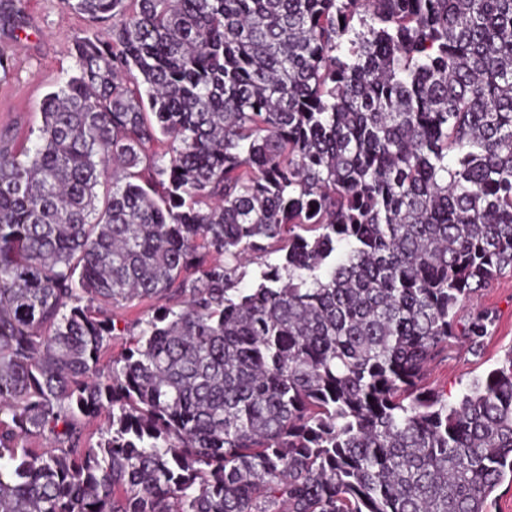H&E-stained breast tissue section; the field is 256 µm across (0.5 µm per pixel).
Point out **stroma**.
<instances>
[{
  "instance_id": "obj_1",
  "label": "stroma",
  "mask_w": 512,
  "mask_h": 512,
  "mask_svg": "<svg viewBox=\"0 0 512 512\" xmlns=\"http://www.w3.org/2000/svg\"><path fill=\"white\" fill-rule=\"evenodd\" d=\"M27 24L10 37L0 33V50L14 62L0 74V140L18 147L33 145L41 123V106L56 91L63 73L73 71L76 40L93 35L98 25L63 8L60 0H24ZM474 308L493 311L495 322L481 354L465 348L449 349L426 375L429 389L457 401L473 379L486 376L512 347V276L479 292Z\"/></svg>"
}]
</instances>
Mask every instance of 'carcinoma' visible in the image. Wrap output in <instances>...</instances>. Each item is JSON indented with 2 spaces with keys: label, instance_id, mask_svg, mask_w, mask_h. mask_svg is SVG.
<instances>
[{
  "label": "carcinoma",
  "instance_id": "carcinoma-1",
  "mask_svg": "<svg viewBox=\"0 0 512 512\" xmlns=\"http://www.w3.org/2000/svg\"><path fill=\"white\" fill-rule=\"evenodd\" d=\"M61 3L106 32L0 144V512H491L512 349L424 379L512 273V0Z\"/></svg>",
  "mask_w": 512,
  "mask_h": 512
}]
</instances>
